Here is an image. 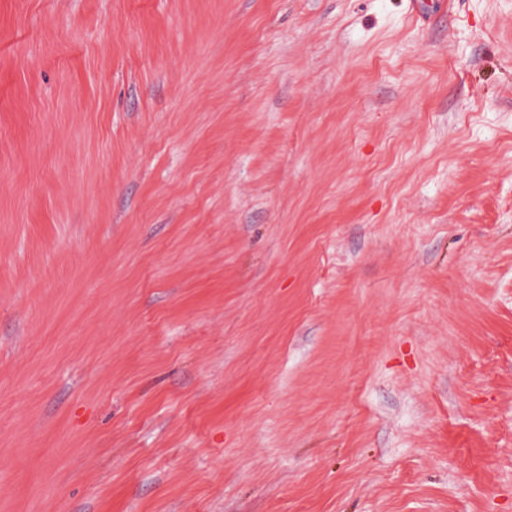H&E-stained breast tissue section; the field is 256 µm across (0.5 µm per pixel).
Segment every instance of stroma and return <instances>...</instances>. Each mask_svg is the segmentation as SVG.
<instances>
[{
	"instance_id": "obj_1",
	"label": "stroma",
	"mask_w": 512,
	"mask_h": 512,
	"mask_svg": "<svg viewBox=\"0 0 512 512\" xmlns=\"http://www.w3.org/2000/svg\"><path fill=\"white\" fill-rule=\"evenodd\" d=\"M0 512H512V0H0Z\"/></svg>"
}]
</instances>
